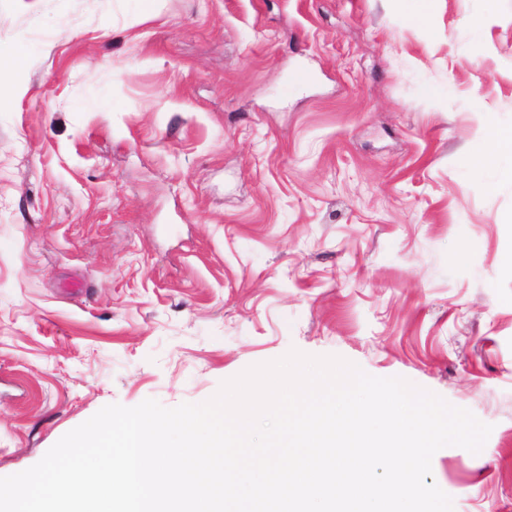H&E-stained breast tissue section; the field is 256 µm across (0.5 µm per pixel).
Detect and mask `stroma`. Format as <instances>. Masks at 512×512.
<instances>
[{"label":"stroma","mask_w":512,"mask_h":512,"mask_svg":"<svg viewBox=\"0 0 512 512\" xmlns=\"http://www.w3.org/2000/svg\"><path fill=\"white\" fill-rule=\"evenodd\" d=\"M0 477L296 349L493 430L512 512V0H0ZM482 163L500 165L501 175L512 181V129H504L497 134L494 144L479 155ZM508 160L507 164L502 161Z\"/></svg>","instance_id":"stroma-1"}]
</instances>
